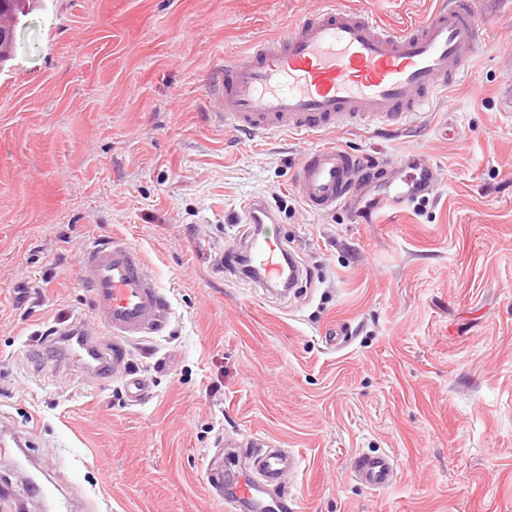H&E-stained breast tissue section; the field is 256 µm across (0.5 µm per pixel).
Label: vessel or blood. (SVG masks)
Listing matches in <instances>:
<instances>
[{
    "mask_svg": "<svg viewBox=\"0 0 512 512\" xmlns=\"http://www.w3.org/2000/svg\"><path fill=\"white\" fill-rule=\"evenodd\" d=\"M479 4L438 0L424 18L387 27L370 13L322 0L281 37L225 58L208 91L213 116L252 140L317 138L335 129L398 130L460 82L483 36ZM364 167L357 154L320 145L303 156L295 187L308 210L327 213L352 198ZM282 249L280 240L248 237L251 267L265 285L285 280L293 286L300 277L298 266L284 264ZM78 275L89 290L94 319L78 317L57 329L52 346L60 360L101 376H122L128 397L139 400L146 392L142 380L123 373L119 358L100 349L94 328L105 327L116 340L160 333L168 324L169 302L141 252L122 238L88 248ZM299 466L291 449L267 448L254 458L249 478L225 498V512H265L264 494ZM353 475L364 487L384 491L398 473L390 455L362 454Z\"/></svg>",
    "mask_w": 512,
    "mask_h": 512,
    "instance_id": "vessel-or-blood-1",
    "label": "vessel or blood"
}]
</instances>
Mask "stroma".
Listing matches in <instances>:
<instances>
[{"instance_id":"35a3bbf8","label":"stroma","mask_w":512,"mask_h":512,"mask_svg":"<svg viewBox=\"0 0 512 512\" xmlns=\"http://www.w3.org/2000/svg\"><path fill=\"white\" fill-rule=\"evenodd\" d=\"M318 2L45 0L20 19L0 69V512H44L30 474L74 512H225L267 441L301 458L278 512H512V125L494 101L512 0H492L483 53L402 132L256 143L214 122L221 60ZM340 3L394 25L437 0ZM318 144L383 163L328 213L293 183ZM424 157L427 200L380 209ZM251 201L311 272L296 293L221 266ZM110 235L171 304L163 333L104 338L149 383L138 404L41 353L47 328L92 319L77 266ZM362 453L393 456L397 485L358 483Z\"/></svg>"}]
</instances>
